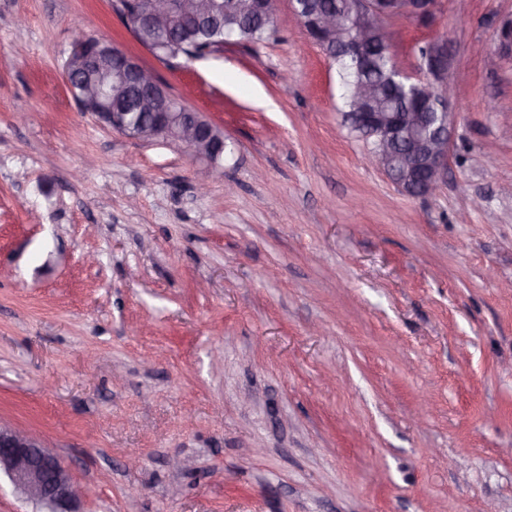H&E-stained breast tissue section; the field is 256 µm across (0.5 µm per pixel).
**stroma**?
<instances>
[{
  "label": "stroma",
  "mask_w": 512,
  "mask_h": 512,
  "mask_svg": "<svg viewBox=\"0 0 512 512\" xmlns=\"http://www.w3.org/2000/svg\"><path fill=\"white\" fill-rule=\"evenodd\" d=\"M275 18L173 67L110 0H0V425L80 512H512V0L390 22L399 69L454 57L427 196L365 164L335 66L290 0ZM78 26L223 129V161L82 112Z\"/></svg>",
  "instance_id": "obj_1"
}]
</instances>
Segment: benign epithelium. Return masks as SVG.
Here are the masks:
<instances>
[{
    "label": "benign epithelium",
    "mask_w": 512,
    "mask_h": 512,
    "mask_svg": "<svg viewBox=\"0 0 512 512\" xmlns=\"http://www.w3.org/2000/svg\"><path fill=\"white\" fill-rule=\"evenodd\" d=\"M356 28L390 45L389 21L412 17L427 24L438 8V0H352ZM112 11L136 34L148 29L156 35L147 50L160 60H170V50L179 44L178 23L220 21L215 0H183L173 13L170 0H113ZM299 21L324 52L347 51L369 63L363 40H351L340 15L323 10ZM452 65L448 42L437 38L420 58V75L403 78L440 92ZM64 78L81 111L95 116L105 127L136 139H166L191 148L212 164L224 157V131L171 95L157 76L139 59L112 45L105 38L82 35L72 43L64 66ZM360 124L374 132L375 144L366 156L402 192L425 196L437 191L448 174V155L455 129V114L448 122L427 125L422 112H409L397 124L394 113L381 106L382 91L373 82L356 88ZM29 500L48 512H79V490L62 461L36 439L19 429L0 426V475Z\"/></svg>",
    "instance_id": "1"
}]
</instances>
